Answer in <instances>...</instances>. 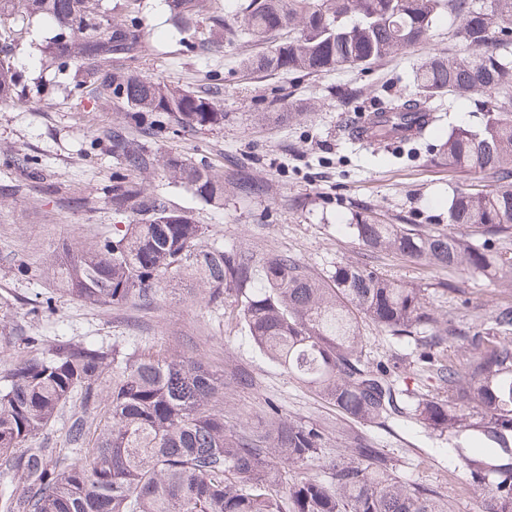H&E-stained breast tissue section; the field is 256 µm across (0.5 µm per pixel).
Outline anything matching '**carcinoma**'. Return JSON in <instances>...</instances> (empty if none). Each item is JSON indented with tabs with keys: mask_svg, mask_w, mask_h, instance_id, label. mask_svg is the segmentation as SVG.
<instances>
[{
	"mask_svg": "<svg viewBox=\"0 0 512 512\" xmlns=\"http://www.w3.org/2000/svg\"><path fill=\"white\" fill-rule=\"evenodd\" d=\"M165 4L181 31L193 30L187 50L214 48L198 30L205 0ZM118 6L115 21L95 0H0L1 104L25 95L10 46L38 17L56 30L45 53L58 74L80 72L72 90L108 97L123 114L107 132L115 169L100 194L128 224L113 225L112 237L96 243L57 245L44 262L49 284L79 301L120 304L148 300L171 275H197L215 306L235 293L239 321L261 354L363 425L386 422L397 396L394 380L365 361L362 327L404 339L426 353V379L447 392L417 399L415 415L450 442L467 436L495 460L473 467L465 457L461 467L472 482L492 487L483 512H512V303L497 305L487 321L474 316L463 330L430 302L428 284L342 262L318 275L288 255L204 246L203 225L147 192L148 175L160 171L219 209L226 182L242 198L267 187L245 166L224 175L132 137L133 129L151 138L214 130L225 113L217 72L207 88L190 90L132 69L150 44L137 0ZM441 14L457 21L452 37L466 52L427 58L415 72L416 97L374 112L367 132L382 144L438 99L473 101L483 126H449L435 161L458 176L491 179L448 200V223L475 237L368 215L351 228L371 251L512 281V252L488 247L491 239L512 240V59L502 54L512 46V0H249L240 30L268 51L239 66L246 75L365 71L424 42ZM206 27L232 37L240 31L226 27L220 11L206 16ZM437 122L431 116L399 143L420 142ZM19 341L36 353L0 374V512H450L432 489L388 476L387 457L359 436L324 476L292 475L319 462L322 431L274 404L257 436L228 424L209 408L224 375L202 360L63 336L42 349L41 339L1 320L0 346ZM450 343L467 350L463 364L448 359ZM74 397L78 409L64 413ZM59 422L61 441L40 439Z\"/></svg>",
	"mask_w": 512,
	"mask_h": 512,
	"instance_id": "carcinoma-1",
	"label": "carcinoma"
}]
</instances>
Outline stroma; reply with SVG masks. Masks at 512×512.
I'll list each match as a JSON object with an SVG mask.
<instances>
[{"label":"stroma","instance_id":"obj_1","mask_svg":"<svg viewBox=\"0 0 512 512\" xmlns=\"http://www.w3.org/2000/svg\"><path fill=\"white\" fill-rule=\"evenodd\" d=\"M140 10L154 53L138 61L139 71L193 90L207 86L212 70L224 75L223 128L181 138L165 133L152 139L154 149L202 158L218 170L234 160L269 187L267 195L252 199L225 193L224 207L218 210L203 205L188 187L151 178L149 190L164 194L173 208L204 225L208 244L287 254L318 274L349 262L408 284L445 279L454 290L435 297L434 304L463 325L473 315L486 318L499 303L512 302L510 282L470 272L448 274L388 251L371 252L351 230L358 214L367 211L386 224L447 227L456 236L468 235L465 227L449 226L448 198L453 191L467 189L470 180L435 166L431 148L444 139L449 123L481 124L483 116L473 102L435 103L441 120L412 157L391 145L351 141L347 133L357 117L412 97L414 72L427 57L459 51L448 34L447 17L435 21L423 45L368 71L297 78L256 73L246 78L237 62L261 53V46L219 32L214 36L219 51L199 56L181 49L163 0H141ZM54 34L47 22L36 20L16 42L14 62L28 101L0 105V185L21 187L0 202V306L10 305L15 324L25 335L47 343L58 336L93 337L202 359L224 376L217 404L231 424L261 430L268 403L278 404L287 418L323 431L325 460L342 458L353 436L361 434L389 459L393 474L403 481L433 489L452 512H482L485 488L471 484L459 466L458 451L446 438L417 420L412 400L399 396L398 414L382 425L346 419L259 353L232 318L234 297H225L223 309H215L195 279L167 278L147 305L134 300L92 304L57 293L49 309L30 314L28 297L48 286L42 272L46 253L64 241L108 237L120 221L105 199L98 198L91 209L76 206L75 200L95 195L108 181L112 151L105 132L122 114L111 100L83 98L57 82L43 54ZM350 87L359 95L347 102L342 94ZM261 112H306L310 118L262 125L256 120ZM25 160L33 162L37 176L28 177L21 167ZM363 334L364 354L372 366L419 392L437 394V385L421 372L422 358L413 345L371 326L364 327ZM241 369L252 375V386L235 383Z\"/></svg>","mask_w":512,"mask_h":512}]
</instances>
